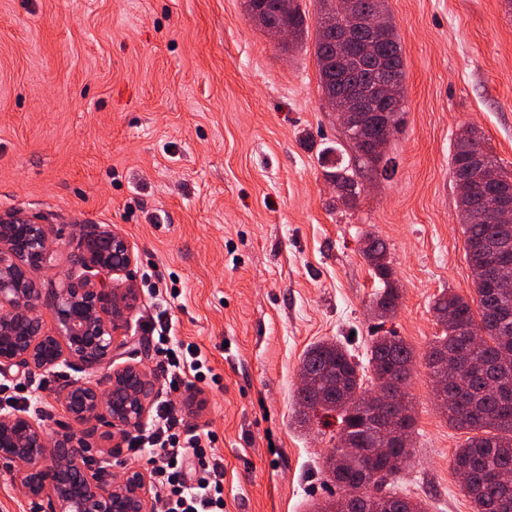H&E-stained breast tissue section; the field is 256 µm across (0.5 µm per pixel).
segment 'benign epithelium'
Masks as SVG:
<instances>
[{"label": "benign epithelium", "mask_w": 512, "mask_h": 512, "mask_svg": "<svg viewBox=\"0 0 512 512\" xmlns=\"http://www.w3.org/2000/svg\"><path fill=\"white\" fill-rule=\"evenodd\" d=\"M393 98L391 86L377 84L345 94L334 109L352 136L361 113H384L387 133L364 144L379 158L395 133L396 114L386 108ZM79 238L71 268L54 289L55 321L48 328L29 268L50 264L49 229L37 216L0 214V373L15 368L34 377L65 364L86 374L59 387L67 419L56 422L51 436L42 425L50 417L46 410L0 413V468L20 484L36 512H155L145 471L129 468L105 483L88 463L89 437L139 430L160 392L140 365L112 368L128 335V312L140 298L130 275L137 260L133 247L109 225L83 224Z\"/></svg>", "instance_id": "obj_1"}]
</instances>
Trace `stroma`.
<instances>
[{
    "instance_id": "obj_1",
    "label": "stroma",
    "mask_w": 512,
    "mask_h": 512,
    "mask_svg": "<svg viewBox=\"0 0 512 512\" xmlns=\"http://www.w3.org/2000/svg\"><path fill=\"white\" fill-rule=\"evenodd\" d=\"M405 69L404 123L343 204L321 160L343 129L320 87L318 0L282 48L243 0H0V212L37 215L55 253L32 269L51 293L82 224L130 241L131 274L179 289L175 334L217 384L181 387L188 424L214 432L224 512H316L337 422L294 423L305 350L333 341L366 360L374 339L414 353L412 460L388 491L427 512H473L452 460L468 433L437 406L425 356L435 296L475 295L450 170L459 129L512 171V12L503 0H387ZM382 239L400 293L361 253ZM139 300L120 363L158 375ZM361 252L375 276L384 284L383 291L377 295L373 303V311L381 318L390 316L398 307L400 294L392 281V268L388 261L386 244L381 239L366 234Z\"/></svg>"
}]
</instances>
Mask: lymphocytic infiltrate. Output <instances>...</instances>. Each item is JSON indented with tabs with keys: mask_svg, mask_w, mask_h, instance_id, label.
I'll return each mask as SVG.
<instances>
[{
	"mask_svg": "<svg viewBox=\"0 0 512 512\" xmlns=\"http://www.w3.org/2000/svg\"><path fill=\"white\" fill-rule=\"evenodd\" d=\"M146 296L155 314L145 330L163 359L170 391H178L189 378L206 382L212 374L208 358L198 346L177 340L169 300L153 282ZM214 442L212 432L185 424L174 400L162 399L151 421L130 435L128 449L164 491L165 512H224V466Z\"/></svg>",
	"mask_w": 512,
	"mask_h": 512,
	"instance_id": "obj_1",
	"label": "lymphocytic infiltrate"
}]
</instances>
